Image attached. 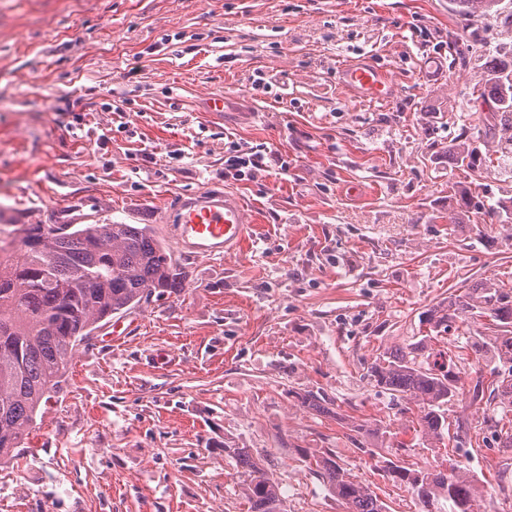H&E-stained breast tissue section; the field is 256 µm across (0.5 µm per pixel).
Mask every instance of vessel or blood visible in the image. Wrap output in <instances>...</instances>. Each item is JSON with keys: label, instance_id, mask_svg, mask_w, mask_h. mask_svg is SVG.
<instances>
[{"label": "vessel or blood", "instance_id": "b4317fda", "mask_svg": "<svg viewBox=\"0 0 512 512\" xmlns=\"http://www.w3.org/2000/svg\"><path fill=\"white\" fill-rule=\"evenodd\" d=\"M340 86L349 97L387 101L397 93L392 75L371 63L351 62L340 68ZM102 210L97 201L76 199L68 208L45 217L49 224H95ZM166 219L181 247L204 257L224 256L242 248L253 218L239 196L216 185L180 197Z\"/></svg>", "mask_w": 512, "mask_h": 512}]
</instances>
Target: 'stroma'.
Listing matches in <instances>:
<instances>
[{
  "label": "stroma",
  "instance_id": "stroma-1",
  "mask_svg": "<svg viewBox=\"0 0 512 512\" xmlns=\"http://www.w3.org/2000/svg\"><path fill=\"white\" fill-rule=\"evenodd\" d=\"M452 41L471 68L428 78L420 61L448 60ZM510 44L512 28L472 30L450 0H0V219L96 198L107 219L150 225L183 277L78 346L25 457L0 463V512H249L228 445L263 461L287 512H346L308 468L327 450L389 512L417 506L388 462L426 470L456 454L483 512H512V449L485 440L486 419L512 422L511 409L451 402L466 444L400 449L416 414L362 367L421 339L425 311L450 294L512 285L511 235L446 220L464 194L512 202V175L448 156L486 56ZM136 57L143 71L126 78ZM363 58L395 79L391 101L342 91L339 63ZM258 71L267 88H253ZM228 133L279 149L287 174L225 177ZM214 184L255 216L249 243L224 258L179 252L162 213ZM481 330L435 342L468 386L512 368L475 365ZM308 391L320 408L301 406Z\"/></svg>",
  "mask_w": 512,
  "mask_h": 512
}]
</instances>
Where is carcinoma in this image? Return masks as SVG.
<instances>
[{
    "instance_id": "obj_1",
    "label": "carcinoma",
    "mask_w": 512,
    "mask_h": 512,
    "mask_svg": "<svg viewBox=\"0 0 512 512\" xmlns=\"http://www.w3.org/2000/svg\"><path fill=\"white\" fill-rule=\"evenodd\" d=\"M467 25L489 17L512 27V7L503 0H452ZM475 102L492 104L478 113V122L464 124L448 144L460 167L479 173L489 155L480 146L498 137V164L512 163V48L497 51L484 63V77L473 89ZM15 248L4 255L0 243V460L15 457L34 427L42 400L61 389L72 350L90 339L99 324L149 302L160 288L181 287L180 272L170 251L146 224H45L36 220L14 230ZM488 318L491 333L474 337L478 363L512 360V290L471 288L429 311L430 331L446 332L455 323H469L474 310ZM432 337L386 351L365 369L374 386L418 407L414 438L439 442L449 431L444 406L469 397L484 399L483 381L469 388L459 383L454 360L432 347ZM224 454L248 474L244 487L250 512H285L277 484L261 460L247 448L224 446ZM313 473L347 505L348 512H387V505L369 486L351 479L326 451L313 458ZM391 480L417 500L418 512H480L474 484L461 460L432 470L393 463Z\"/></svg>"
}]
</instances>
